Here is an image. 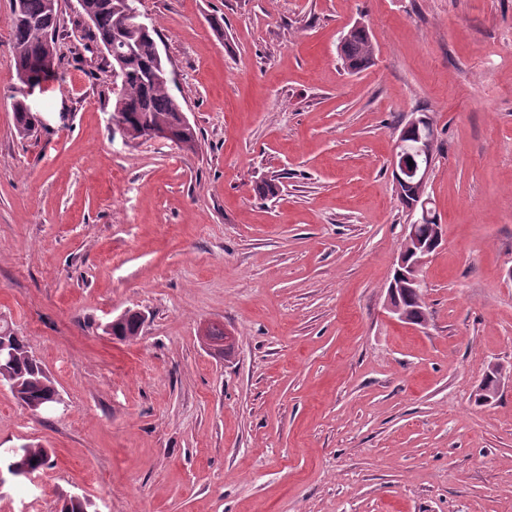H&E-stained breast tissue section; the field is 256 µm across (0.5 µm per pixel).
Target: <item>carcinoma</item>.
Masks as SVG:
<instances>
[{
    "label": "carcinoma",
    "mask_w": 512,
    "mask_h": 512,
    "mask_svg": "<svg viewBox=\"0 0 512 512\" xmlns=\"http://www.w3.org/2000/svg\"><path fill=\"white\" fill-rule=\"evenodd\" d=\"M138 0H88L86 11L89 40L106 54L109 64L119 65V57L131 51L133 64L126 67L124 90L115 97L113 111L121 113L128 125L132 139L143 137L146 129L164 132V138L174 144L190 140L191 150L198 147L195 127L184 125L179 101L172 95L169 78L156 82L148 80V73L166 62L157 59L155 27L144 31L132 30L124 39L112 41L115 18L123 11L136 6ZM12 24L10 31L9 65L15 71H23L37 83L46 82L59 67L56 45L60 28L58 0H11ZM339 56L344 66L359 72L371 64V39L365 31H353L340 38ZM14 121L18 135L29 137L38 132L37 113L33 112L26 97L15 100ZM407 319L420 324L427 320V307L412 301L404 302ZM142 323L140 313L132 310L106 324L104 333L118 340L136 336ZM9 323L0 319V338L7 346L0 351V384L9 388L14 398L33 415L41 414V406L58 390L42 362L29 350L24 337ZM23 463L37 472L52 465L48 450L40 445L23 448ZM92 502L85 496L71 495L64 499L61 512H90Z\"/></svg>",
    "instance_id": "1"
}]
</instances>
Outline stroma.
<instances>
[{
    "mask_svg": "<svg viewBox=\"0 0 512 512\" xmlns=\"http://www.w3.org/2000/svg\"><path fill=\"white\" fill-rule=\"evenodd\" d=\"M199 149L125 141L112 72L59 0L60 76L30 96L0 0V317L64 405L0 385V512H512V0H140ZM221 19L215 31L211 19ZM363 21L372 64L336 46ZM437 134L442 244L426 325L385 309L404 227L391 159L411 112ZM268 181L276 197L256 191ZM141 312L137 337L106 323ZM229 332L217 352L201 335ZM21 98L15 100L14 103V121L15 128L21 137L33 136L38 132L37 113L32 112L29 108L26 97L20 90ZM23 450L24 460L23 463L34 473L45 468H49L52 465L51 455L46 448L40 445H24ZM32 461H36V464H32ZM15 471L18 476L30 477L33 472L22 468L18 463L15 465Z\"/></svg>",
    "mask_w": 512,
    "mask_h": 512,
    "instance_id": "stroma-1",
    "label": "stroma"
}]
</instances>
